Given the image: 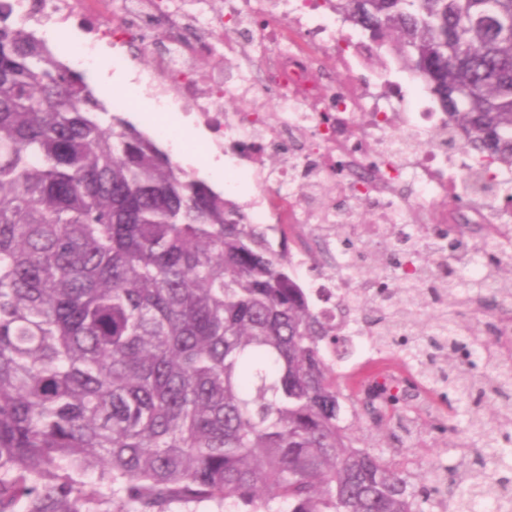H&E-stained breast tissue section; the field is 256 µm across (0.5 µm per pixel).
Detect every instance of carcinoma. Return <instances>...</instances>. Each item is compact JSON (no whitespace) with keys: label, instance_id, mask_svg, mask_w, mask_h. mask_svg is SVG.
<instances>
[{"label":"carcinoma","instance_id":"carcinoma-1","mask_svg":"<svg viewBox=\"0 0 512 512\" xmlns=\"http://www.w3.org/2000/svg\"><path fill=\"white\" fill-rule=\"evenodd\" d=\"M329 5L425 82L486 174L512 166V32L484 21H512V0ZM444 238L408 234L415 274H397L394 244L377 276L399 286L337 309L432 388L497 397L465 419L479 469L464 463L452 495L438 468L417 486L342 425L327 345L347 351L346 321L298 284L284 231L249 223L0 8V512H512V349L456 321L489 286L512 306V238L471 243L479 280L434 274ZM460 348L481 375L455 369ZM374 396L408 400L396 381Z\"/></svg>","mask_w":512,"mask_h":512}]
</instances>
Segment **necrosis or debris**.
Returning <instances> with one entry per match:
<instances>
[{"mask_svg": "<svg viewBox=\"0 0 512 512\" xmlns=\"http://www.w3.org/2000/svg\"><path fill=\"white\" fill-rule=\"evenodd\" d=\"M22 28L46 47L64 30L75 38L58 54L63 65L89 72L113 55L124 63L148 56L134 71V85L152 112L142 115L154 139L166 142L175 161L190 159L199 172L224 161V185L247 170L254 193L245 208L255 224H289L305 239L293 267L316 302L351 293L345 261L324 231L328 224H354L361 209L375 222L371 236L389 225L403 237L409 224L453 228L458 258L471 273L483 266L469 237L511 224L490 183L512 184V167L493 181L476 178L477 167L445 136L446 119L422 91L406 92L397 67L382 48L349 28L324 0H8ZM163 30L154 49L147 24ZM223 55L224 68L205 69L201 57ZM236 102L235 111L224 109ZM180 115L204 134L184 146L169 118ZM281 158L269 170L266 154ZM350 199L337 209L335 197ZM333 267L334 279L311 278L315 265Z\"/></svg>", "mask_w": 512, "mask_h": 512, "instance_id": "4bbe7bcc", "label": "necrosis or debris"}]
</instances>
